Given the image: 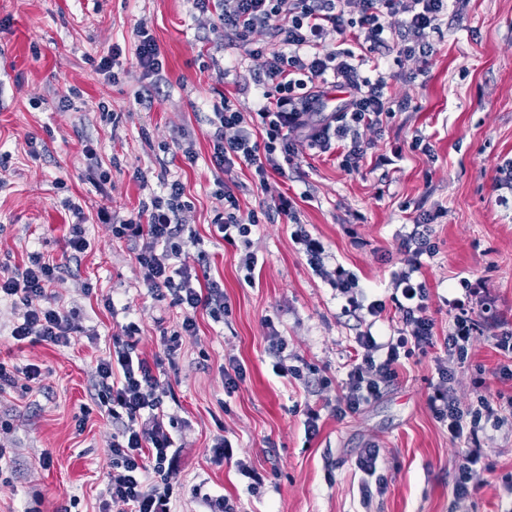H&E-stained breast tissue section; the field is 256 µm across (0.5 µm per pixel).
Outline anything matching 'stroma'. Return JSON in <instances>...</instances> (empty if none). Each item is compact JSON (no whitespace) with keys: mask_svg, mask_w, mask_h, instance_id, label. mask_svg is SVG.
<instances>
[{"mask_svg":"<svg viewBox=\"0 0 512 512\" xmlns=\"http://www.w3.org/2000/svg\"><path fill=\"white\" fill-rule=\"evenodd\" d=\"M142 28L164 64L148 106L135 100L147 84L135 59ZM430 40L428 60L384 57L388 93L408 107L363 131L369 148L359 171L342 166L340 143L324 152L302 142L285 175H272L264 190L249 167L227 176L211 162L215 107L256 111L264 61L225 40L193 0H0V276L33 252L70 265L54 290L79 314L68 345L20 343L10 335L17 312L0 302V361L44 373L41 385L0 396V512H101L116 427L93 402L96 362L131 323L138 353L153 357L183 311L148 291L127 240L97 215L128 218L140 199L175 181L188 204L186 264L223 288L229 308L218 319L198 310L197 334L160 371L177 448L172 512H210L220 497L236 512H358L355 459L369 446L379 451L385 483L371 512H512L504 490L512 378L501 375L507 359L495 346L512 328V189L500 182L512 167V0H465ZM115 46L122 53L107 77L97 64ZM70 87L78 97L57 108ZM419 139L429 151L416 148ZM88 143L111 177L101 188L89 178ZM188 146L192 164L182 155ZM381 156L388 165H378ZM227 181L244 214L280 191L296 203L295 219L265 217L253 228L250 273L213 226ZM74 203L90 247L72 264L64 239ZM420 224L432 250L415 278L428 288L437 338L451 330V300L483 317L466 362L455 367L454 391L464 404L483 395L498 409L479 433L484 468L464 498L453 491L464 446L428 406L435 350L403 360L396 379L357 412L335 413L365 327L337 291L336 270L355 276L356 296L383 301L373 330L390 335L400 324L394 275ZM303 234L324 243L321 267L299 244ZM274 334L301 377L274 373ZM231 358L246 378L229 394L222 367ZM310 408L321 412L311 440L303 428ZM220 437L232 458L213 456ZM244 464L260 483L241 473Z\"/></svg>","mask_w":512,"mask_h":512,"instance_id":"35a3bbf8","label":"stroma"}]
</instances>
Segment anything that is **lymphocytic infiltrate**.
<instances>
[{
	"label": "lymphocytic infiltrate",
	"mask_w": 512,
	"mask_h": 512,
	"mask_svg": "<svg viewBox=\"0 0 512 512\" xmlns=\"http://www.w3.org/2000/svg\"><path fill=\"white\" fill-rule=\"evenodd\" d=\"M459 0H195L200 12L211 14L226 37L243 47L248 55L265 59L267 82L262 102L252 116H244L224 105L215 109L213 152L215 168L231 173L238 164L249 166L255 181L267 186L271 173H284V159L293 155L289 133H299L311 144L327 146L331 135H351L343 157L346 167L359 169L366 155L364 141L354 137L358 128L379 125L382 115L391 113L384 75H362L353 51L322 49L327 31L345 34L358 29L367 53L394 49L412 56H427L429 37L438 32L450 8ZM264 31L273 51L255 45L251 36ZM345 90L344 103L331 114L323 112L327 88ZM267 133L265 144L253 139L254 127ZM183 188L172 182L166 195H151L139 203L135 215L111 225L116 238H135L142 245L135 254L144 270V283L153 294L169 292L184 310L178 332L166 344L172 355L182 337L195 335L194 315L198 308L221 316L227 306L224 291L217 284L194 286L186 267H174L171 260L188 246L180 218L185 209ZM423 247H416L402 272L400 302L401 328L396 335L381 338L364 329L355 338L358 352L347 372L346 392L336 407L337 415L360 409L377 397L382 385L394 380L401 359L435 347L434 321L426 313L427 290L414 281ZM64 272L62 264L34 253L24 268L10 276H0V301L21 303L24 312L14 322L11 336L22 342L40 339L56 346L67 345L76 331V313L59 306L52 290ZM452 329L445 356L437 363L438 382L428 397V405L439 422L447 424L454 440H465L469 448L459 466L454 490L467 495L474 468L482 459L478 431L482 419L491 418V401L481 399L478 408L464 411L454 394L455 364L464 362L468 348L479 334L481 316L464 302L454 301ZM160 358L146 359L136 352L130 336H116L108 355L96 364L94 389L97 405L116 425L112 437V467L106 475L107 492L114 505L124 512H171L170 474L175 452L174 440L160 411L161 381L157 370Z\"/></svg>",
	"instance_id": "obj_1"
}]
</instances>
